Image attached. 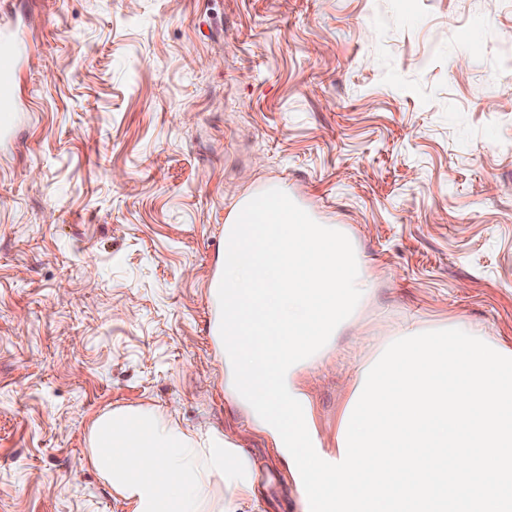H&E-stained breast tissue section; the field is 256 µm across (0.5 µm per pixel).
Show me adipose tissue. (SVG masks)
Returning <instances> with one entry per match:
<instances>
[{
    "label": "adipose tissue",
    "mask_w": 512,
    "mask_h": 512,
    "mask_svg": "<svg viewBox=\"0 0 512 512\" xmlns=\"http://www.w3.org/2000/svg\"><path fill=\"white\" fill-rule=\"evenodd\" d=\"M88 462L132 512H232L225 491L244 498L253 490L252 463L223 430H184L157 407L97 417Z\"/></svg>",
    "instance_id": "adipose-tissue-1"
}]
</instances>
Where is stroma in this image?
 Here are the masks:
<instances>
[{
  "instance_id": "35a3bbf8",
  "label": "stroma",
  "mask_w": 512,
  "mask_h": 512,
  "mask_svg": "<svg viewBox=\"0 0 512 512\" xmlns=\"http://www.w3.org/2000/svg\"><path fill=\"white\" fill-rule=\"evenodd\" d=\"M21 33L0 141V512H131L93 420L157 406L254 462L237 512H305L227 391L210 285L224 220L287 188L344 225L371 292L307 377L322 447L396 331L512 349V0H0Z\"/></svg>"
}]
</instances>
